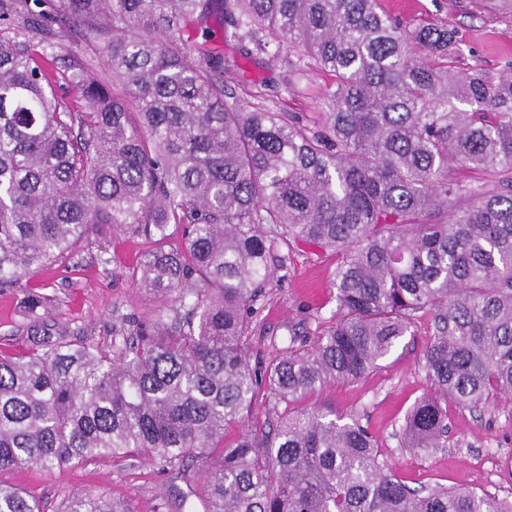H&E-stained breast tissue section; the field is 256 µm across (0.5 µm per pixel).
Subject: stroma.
I'll return each instance as SVG.
<instances>
[{
	"mask_svg": "<svg viewBox=\"0 0 512 512\" xmlns=\"http://www.w3.org/2000/svg\"><path fill=\"white\" fill-rule=\"evenodd\" d=\"M382 6L407 23L437 19L457 27L466 44L464 66L478 64L496 76L502 71V60L512 59V22L472 13L463 0H382ZM210 44L225 58L239 59V68L225 75L237 91L258 88L269 103L303 122L316 120L329 76L314 73L290 85L285 58L269 54L242 58V44L226 36L219 23ZM54 53L52 74L67 73L79 63L98 82L111 84L112 71L100 54L99 41L86 29L67 31ZM143 252L141 236L103 225L74 245L65 259L37 270L15 287L0 288V348L18 349L27 342L22 333L23 301L29 289L50 298L52 318L71 339L108 346L116 334L134 333L161 307L160 300L142 292L132 277ZM335 270V255L310 247L295 248L287 255L279 281L259 303L254 322L257 347L252 356L256 366H264L276 348L288 342L290 330H314L316 317L331 316L336 309ZM431 330L430 316H423L413 335L401 338L379 368L362 379L329 385L302 399L300 405L359 416L409 486H461L512 496V399L493 398L478 409L449 404L447 447L424 453L402 445L400 429L406 412L432 390L422 359ZM174 480L173 473L135 457L103 458L49 473L36 466L0 472V485L30 494L43 512H56L64 496L74 492L107 494L125 502L132 512H174L164 497Z\"/></svg>",
	"mask_w": 512,
	"mask_h": 512,
	"instance_id": "35a3bbf8",
	"label": "stroma"
}]
</instances>
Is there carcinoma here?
Masks as SVG:
<instances>
[{
  "mask_svg": "<svg viewBox=\"0 0 512 512\" xmlns=\"http://www.w3.org/2000/svg\"><path fill=\"white\" fill-rule=\"evenodd\" d=\"M470 2L512 18V0ZM38 5L0 0V285L110 224L149 242L135 282L164 305L105 348L65 337L28 292L32 340L0 350V471L136 456L184 473L217 450L202 510L168 488L179 512H512L412 488L359 418L296 406L378 368L425 314L433 392L407 413L405 447H448L450 400L512 397V60L497 77L464 68L457 28L404 24L379 0H64L123 88L77 67L75 109L31 51L32 32L60 38ZM216 20L258 53L266 35L298 51L296 81L333 77L316 127L224 86L238 62L189 43ZM299 245L336 254V311L260 375L256 304ZM260 396L268 420L224 444ZM0 512L42 510L0 486ZM59 512L132 510L73 493Z\"/></svg>",
  "mask_w": 512,
  "mask_h": 512,
  "instance_id": "obj_1",
  "label": "carcinoma"
}]
</instances>
